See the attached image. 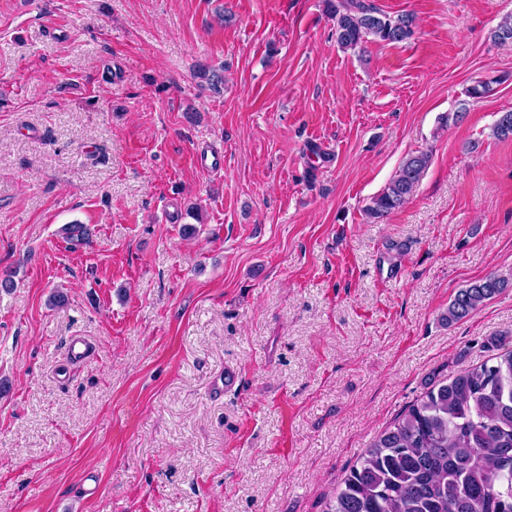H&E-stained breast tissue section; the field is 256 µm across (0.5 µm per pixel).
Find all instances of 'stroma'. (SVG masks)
Here are the masks:
<instances>
[{"mask_svg": "<svg viewBox=\"0 0 512 512\" xmlns=\"http://www.w3.org/2000/svg\"><path fill=\"white\" fill-rule=\"evenodd\" d=\"M370 2L414 35L343 50L325 0H0V512H328L512 336V0ZM490 274L508 287L447 323ZM430 158L428 152L409 156L384 190L371 198L365 209L367 215L378 222L401 208L413 195L429 166Z\"/></svg>", "mask_w": 512, "mask_h": 512, "instance_id": "35a3bbf8", "label": "stroma"}]
</instances>
